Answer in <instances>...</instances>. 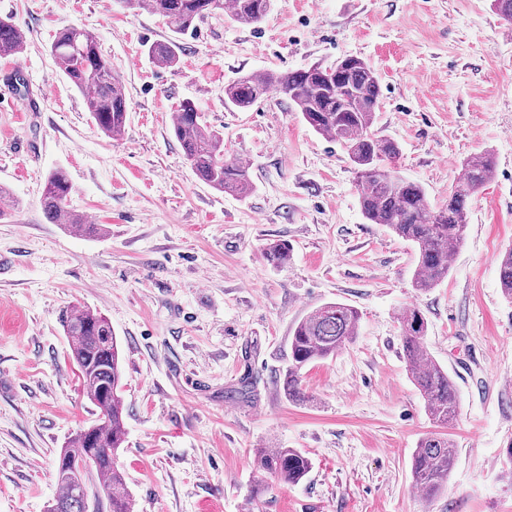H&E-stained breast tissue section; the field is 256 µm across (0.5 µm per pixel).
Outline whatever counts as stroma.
I'll return each instance as SVG.
<instances>
[{"label": "stroma", "mask_w": 512, "mask_h": 512, "mask_svg": "<svg viewBox=\"0 0 512 512\" xmlns=\"http://www.w3.org/2000/svg\"><path fill=\"white\" fill-rule=\"evenodd\" d=\"M0 17L25 33L19 74L0 57V512H46L59 451L97 417L60 323L81 307L121 343L117 462L135 512H512V303L496 264L512 245V26L492 0H273L259 28L216 14L190 36L117 0H0ZM69 27L96 33L125 86L118 138L95 126L88 94L50 53ZM173 40L178 62L157 66L149 46ZM345 56L378 74L376 128L431 202L467 157L494 156L448 276L427 292L413 286V245L364 218L339 143L284 97L246 112L224 101L240 75ZM185 99L248 166L246 198L190 168L172 131ZM57 169L71 207L106 236L45 218L40 196ZM273 240L292 245L285 264L265 259ZM336 301L360 311L359 333L304 370L307 401H288L279 373L291 329ZM412 307L460 395L456 463L432 499L411 470L434 430L401 345ZM269 446L305 452L307 478L257 472L254 453Z\"/></svg>", "instance_id": "1"}]
</instances>
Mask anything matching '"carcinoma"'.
Wrapping results in <instances>:
<instances>
[{
  "label": "carcinoma",
  "mask_w": 512,
  "mask_h": 512,
  "mask_svg": "<svg viewBox=\"0 0 512 512\" xmlns=\"http://www.w3.org/2000/svg\"><path fill=\"white\" fill-rule=\"evenodd\" d=\"M126 7L165 18L174 32L185 35L196 22L224 11L238 25L260 26L272 0H121ZM22 30L0 19V56L20 53ZM51 53L64 76L78 89L90 93L89 108L98 128L108 137L124 132L127 97L112 62L99 51L96 36L86 28L71 27L58 33ZM153 61L171 67L178 61L175 45L154 44ZM288 99L289 107L319 135L340 143L356 174L358 201L364 217L397 237L412 243L418 260L414 288L427 291L449 273L450 257L462 245L474 195L493 175V160L483 152L466 160L463 172L448 189V199L432 204L424 188L399 175L398 145L375 128L381 88L375 70L363 59L348 56L327 66L314 64L284 74L255 72L224 87V101L240 111L250 109L270 89ZM173 133L186 160L211 188L239 198L254 189L248 167L224 153V136L203 120L195 102L180 104ZM72 185L61 170L45 180L41 207L52 223L90 236L106 233L101 224H89L69 205ZM291 249L283 241L266 244L264 256L278 265L288 261ZM499 280L512 301V247L500 252ZM361 316L348 304L329 302L296 323L288 341V365L282 371L285 397L292 402L306 398L301 387L302 371L310 364L336 355L358 334ZM427 325L417 308L401 318L402 348L411 379L419 391L429 419L448 427L459 415V393L454 381L427 353L423 337ZM63 331L76 364L84 395L100 409L99 422L81 430L76 448L60 452L55 462L59 492L47 512H85L89 497L87 481L97 476L94 498L108 501L110 512H133L122 472L115 463L126 441L125 407L122 397L121 345L112 326L89 309L71 311L63 317ZM456 457L451 439L430 433L421 438L412 455V475L417 488L431 498L448 481ZM258 470L289 485L300 483L311 471V458L296 448H258Z\"/></svg>",
  "instance_id": "1"
}]
</instances>
